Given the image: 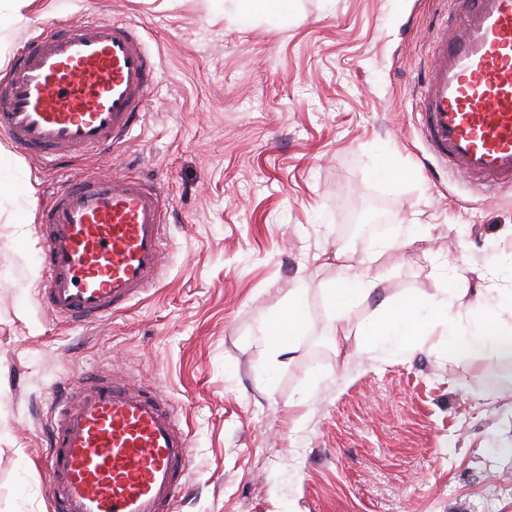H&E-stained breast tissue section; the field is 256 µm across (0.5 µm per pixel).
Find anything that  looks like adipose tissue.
Masks as SVG:
<instances>
[{
	"label": "adipose tissue",
	"instance_id": "ef3b65f1",
	"mask_svg": "<svg viewBox=\"0 0 512 512\" xmlns=\"http://www.w3.org/2000/svg\"><path fill=\"white\" fill-rule=\"evenodd\" d=\"M375 281L359 267H341L338 286L331 295L333 308L344 312L351 308L356 297L370 294ZM304 304L302 292H294L288 298V312L273 321L262 341L271 346L274 355L288 353L298 334V320ZM419 303L410 301L399 308H386L377 322L364 333V344L371 349L384 350L388 355H402L415 346V339L427 335L429 326L421 321L417 312ZM432 309L448 335V348L457 355L481 359L484 352L493 351L504 358H512V323L497 322L469 329L448 299L435 301Z\"/></svg>",
	"mask_w": 512,
	"mask_h": 512
}]
</instances>
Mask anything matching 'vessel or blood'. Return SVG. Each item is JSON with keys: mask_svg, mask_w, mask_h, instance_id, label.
I'll use <instances>...</instances> for the list:
<instances>
[{"mask_svg": "<svg viewBox=\"0 0 512 512\" xmlns=\"http://www.w3.org/2000/svg\"><path fill=\"white\" fill-rule=\"evenodd\" d=\"M419 95L431 155L495 190L512 189V0H455ZM158 68L136 28L59 21L0 74V135L49 167L111 150L137 122ZM170 209L158 184L87 177L37 214L40 294L59 322L111 318L155 287ZM159 388L103 371L61 382L43 459L53 512H173L191 442Z\"/></svg>", "mask_w": 512, "mask_h": 512, "instance_id": "b4317fda", "label": "vessel or blood"}]
</instances>
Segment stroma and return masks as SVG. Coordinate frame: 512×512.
Here are the masks:
<instances>
[{"label": "stroma", "mask_w": 512, "mask_h": 512, "mask_svg": "<svg viewBox=\"0 0 512 512\" xmlns=\"http://www.w3.org/2000/svg\"><path fill=\"white\" fill-rule=\"evenodd\" d=\"M275 19L224 0H0V72L39 27L114 19L160 70L112 153L42 168L0 138V512H51L42 460L55 385L99 368L162 386L192 444L175 512H512V361L364 346L381 310L457 294L465 324L512 321V192L484 193L424 142L419 81L448 0H287ZM162 183L158 286L123 314L63 327L38 295L34 219L88 175ZM377 205L392 224L347 238ZM374 292L336 316L337 268ZM301 333L272 358L266 327L293 291Z\"/></svg>", "instance_id": "obj_1"}]
</instances>
